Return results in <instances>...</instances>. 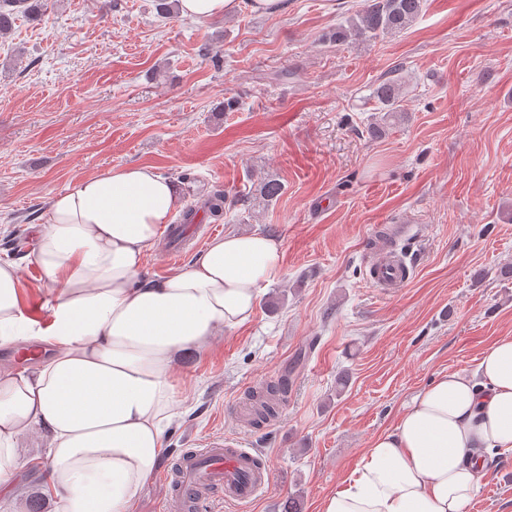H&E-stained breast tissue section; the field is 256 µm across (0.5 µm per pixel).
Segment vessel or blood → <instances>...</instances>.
I'll list each match as a JSON object with an SVG mask.
<instances>
[{"label":"vessel or blood","mask_w":512,"mask_h":512,"mask_svg":"<svg viewBox=\"0 0 512 512\" xmlns=\"http://www.w3.org/2000/svg\"><path fill=\"white\" fill-rule=\"evenodd\" d=\"M409 276V269L388 252L376 250L369 267L375 287L396 288ZM256 461L249 449L221 440L181 451L175 457V478L167 489L165 512H206L210 500L217 496L239 504L253 501L270 480L269 468L257 467Z\"/></svg>","instance_id":"b4317fda"}]
</instances>
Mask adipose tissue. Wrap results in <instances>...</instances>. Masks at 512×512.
Masks as SVG:
<instances>
[{
	"mask_svg": "<svg viewBox=\"0 0 512 512\" xmlns=\"http://www.w3.org/2000/svg\"><path fill=\"white\" fill-rule=\"evenodd\" d=\"M244 7L278 15L288 0H178L198 20ZM179 204L172 180L138 164L52 197L34 255L45 277L37 316L15 262L0 259V349L26 342L46 354L0 369V496L39 456L27 445L37 430L54 512H129L165 452L180 357L248 322L260 286L280 276V240L256 231L215 236L189 265L141 279L147 247ZM496 448L512 450V336L474 372L439 374L413 397L318 512H465Z\"/></svg>",
	"mask_w": 512,
	"mask_h": 512,
	"instance_id": "adipose-tissue-1",
	"label": "adipose tissue"
}]
</instances>
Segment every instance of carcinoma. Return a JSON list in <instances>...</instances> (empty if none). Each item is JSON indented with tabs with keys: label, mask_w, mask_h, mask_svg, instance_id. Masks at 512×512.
<instances>
[{
	"label": "carcinoma",
	"mask_w": 512,
	"mask_h": 512,
	"mask_svg": "<svg viewBox=\"0 0 512 512\" xmlns=\"http://www.w3.org/2000/svg\"><path fill=\"white\" fill-rule=\"evenodd\" d=\"M6 1L22 7L31 20H38L42 16L44 0H0V36L9 33L15 21L13 13L4 10L2 6ZM423 8L424 0H364L362 9L350 21V29L339 28L334 37L338 41H344L350 36L377 39L394 34L411 25L422 13ZM376 97L386 107V112L391 117L400 111L403 89L396 81H385L376 88ZM283 190L284 186L279 180L269 178L262 184L260 197L266 202H271L278 199ZM225 201V192L218 189L204 200V206L212 215L218 216L224 210ZM287 391L288 385L281 382L266 387V390L258 395H252L251 400L257 405L255 418L267 420L275 417L277 401Z\"/></svg>",
	"instance_id": "carcinoma-1"
}]
</instances>
